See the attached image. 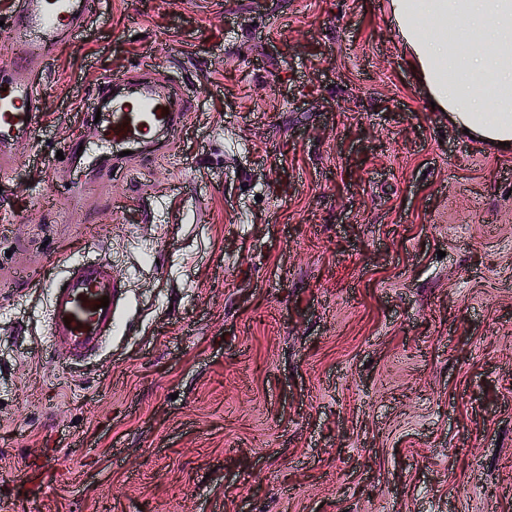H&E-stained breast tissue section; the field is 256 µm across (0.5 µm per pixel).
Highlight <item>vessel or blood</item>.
I'll return each instance as SVG.
<instances>
[{"mask_svg":"<svg viewBox=\"0 0 512 512\" xmlns=\"http://www.w3.org/2000/svg\"><path fill=\"white\" fill-rule=\"evenodd\" d=\"M96 0H19L11 24L0 37V175L15 169L6 150L30 137L41 117L40 93L27 67L33 54L48 53L82 27ZM100 110L98 139L121 151L150 148L157 135L175 134L186 125L190 110L174 102L163 76L128 78L102 88L94 104ZM127 299V291L111 262H72L50 294L49 336L73 360L100 351L111 337Z\"/></svg>","mask_w":512,"mask_h":512,"instance_id":"1","label":"vessel or blood"}]
</instances>
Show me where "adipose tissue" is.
<instances>
[{
	"label": "adipose tissue",
	"instance_id": "adipose-tissue-1",
	"mask_svg": "<svg viewBox=\"0 0 512 512\" xmlns=\"http://www.w3.org/2000/svg\"><path fill=\"white\" fill-rule=\"evenodd\" d=\"M390 10L437 110L478 141L512 144V0H390ZM429 20L459 40L427 37Z\"/></svg>",
	"mask_w": 512,
	"mask_h": 512
}]
</instances>
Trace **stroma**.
<instances>
[{"label":"stroma","instance_id":"obj_1","mask_svg":"<svg viewBox=\"0 0 512 512\" xmlns=\"http://www.w3.org/2000/svg\"><path fill=\"white\" fill-rule=\"evenodd\" d=\"M389 5L98 0L30 58L42 125L0 182V512H512V149L432 108ZM145 70L187 127L70 200L58 151L100 150L89 107ZM94 258L128 303L73 364L28 279Z\"/></svg>","mask_w":512,"mask_h":512}]
</instances>
